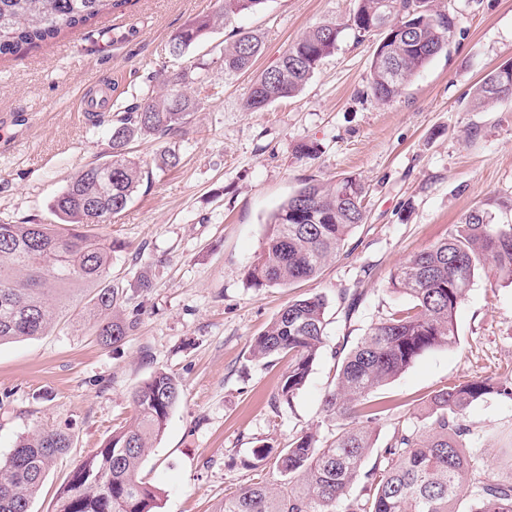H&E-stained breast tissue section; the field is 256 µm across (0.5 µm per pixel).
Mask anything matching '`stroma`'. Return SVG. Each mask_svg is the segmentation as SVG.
Segmentation results:
<instances>
[{"mask_svg":"<svg viewBox=\"0 0 512 512\" xmlns=\"http://www.w3.org/2000/svg\"><path fill=\"white\" fill-rule=\"evenodd\" d=\"M456 18L446 50L388 102L370 89L381 40L344 30L294 97L248 110L257 74L274 67L310 28L343 23L358 0H267L256 13L207 34L182 58L168 45L218 0H128L75 32L16 57L0 58V223L51 222L49 205L83 167L102 161L109 126L80 100L108 91L104 115L164 92V73L190 65L208 81L185 136H143L134 157L152 174L105 231L124 242L110 281L123 289L124 317L139 325L102 345L78 312L43 335L0 345V456L39 429L65 431L32 512H53L75 466L134 414L131 393L154 371L174 375L183 397L140 471L156 485L160 512H218L225 496L255 478L275 481L273 460L247 468L264 444L287 447L307 429L324 439L337 423L321 411L336 352L406 305L391 272L444 239L452 224L488 206L512 224V97L479 108L478 88L512 63V0H439ZM257 31L263 52L251 71L225 75L233 28ZM317 144L316 155L300 153ZM180 156L157 169L162 147ZM360 180L367 219L318 277L281 287L251 285L273 212L304 181ZM149 287H141V279ZM319 294L327 337L292 405L275 406L288 360L255 361L250 346L288 302ZM357 306H350L351 295ZM458 340L428 352L379 389L385 410L374 429L379 458L395 428L415 424L437 390L492 374L512 377V282L482 272L456 314ZM467 447L481 474L512 479V398L492 393L468 409Z\"/></svg>","mask_w":512,"mask_h":512,"instance_id":"35a3bbf8","label":"stroma"}]
</instances>
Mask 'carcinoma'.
Segmentation results:
<instances>
[{
    "label": "carcinoma",
    "instance_id": "obj_1",
    "mask_svg": "<svg viewBox=\"0 0 512 512\" xmlns=\"http://www.w3.org/2000/svg\"><path fill=\"white\" fill-rule=\"evenodd\" d=\"M267 0H220L214 15L198 17L169 44L182 56L221 22L259 10ZM127 0H0V57L40 46L64 31L86 26ZM348 28L365 36L384 32L370 63V89L381 101L444 51L455 19L435 0H359ZM342 27L322 24L290 45L276 66L251 85L247 110L296 95L321 60L337 46ZM260 38L236 31L224 46V72L249 70L261 53ZM166 93L136 102L112 116L109 151L100 163L79 170L54 198L56 221L0 224V343L44 334L57 315L80 294L89 304L95 331L105 345L132 334L138 319L114 310L123 293L107 283L112 253L123 243L107 234L87 233L122 212L150 171L131 156L140 136L166 140L183 135L197 100L192 85L206 76L190 66L164 79ZM512 96V66L483 79L482 104ZM365 187L348 176L331 184L307 181L280 204L266 224L261 251L247 269L256 287L287 286L316 277L364 222ZM488 208L476 207L448 230L447 238L410 256L391 273L393 290L408 297L398 309L370 326L347 353H336V379L324 396L325 416L343 421L326 441L303 431L286 448L264 445L254 457H271L281 476L255 482L224 497L220 512H512V481L473 477L466 454L467 409L491 393L512 396V380L479 378L444 387L418 427L394 433L369 469L382 405L371 393L404 372L423 354L456 344L455 315L480 271L492 267L512 281V224H497ZM326 336L325 302L318 295L289 302L251 344L256 360L288 357L278 402L291 404L305 386ZM182 397L179 381L156 371L132 392L135 415L86 456L56 499L55 512H158V489L140 477L154 442ZM70 445L69 436L42 429L22 437L0 458V512H31L52 462ZM362 484L361 492L353 487Z\"/></svg>",
    "mask_w": 512,
    "mask_h": 512
}]
</instances>
